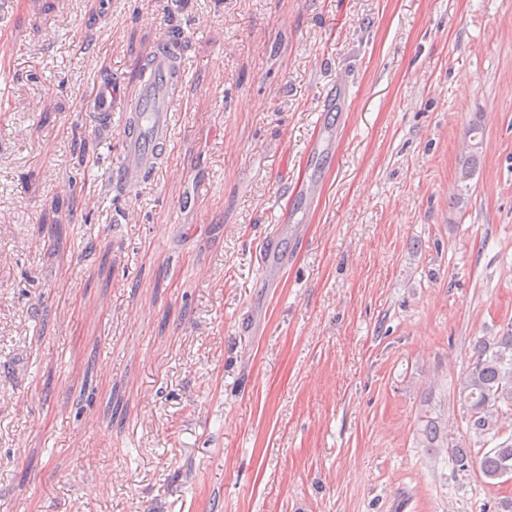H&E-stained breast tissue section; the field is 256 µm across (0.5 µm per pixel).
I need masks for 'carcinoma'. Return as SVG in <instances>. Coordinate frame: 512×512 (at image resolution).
Masks as SVG:
<instances>
[{"instance_id":"cac0c4a2","label":"carcinoma","mask_w":512,"mask_h":512,"mask_svg":"<svg viewBox=\"0 0 512 512\" xmlns=\"http://www.w3.org/2000/svg\"><path fill=\"white\" fill-rule=\"evenodd\" d=\"M470 144L459 171V193L452 201L461 210L467 204V181L476 169L482 126L475 123L468 130ZM462 410L467 433L478 442L496 443L479 458L477 465L484 483L497 486L500 480L512 475V434L500 439L505 420L512 413V324L495 336H483L472 342L471 363L455 391ZM428 448H439V432L433 419H426L422 429Z\"/></svg>"}]
</instances>
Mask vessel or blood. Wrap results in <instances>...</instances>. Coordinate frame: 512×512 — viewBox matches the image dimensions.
<instances>
[{"label": "vessel or blood", "mask_w": 512, "mask_h": 512, "mask_svg": "<svg viewBox=\"0 0 512 512\" xmlns=\"http://www.w3.org/2000/svg\"><path fill=\"white\" fill-rule=\"evenodd\" d=\"M183 84L181 57L166 41L144 65L139 92L120 115H113L110 104L92 103L99 128L120 125L121 160L114 175L121 188L139 187L163 164Z\"/></svg>", "instance_id": "1"}]
</instances>
